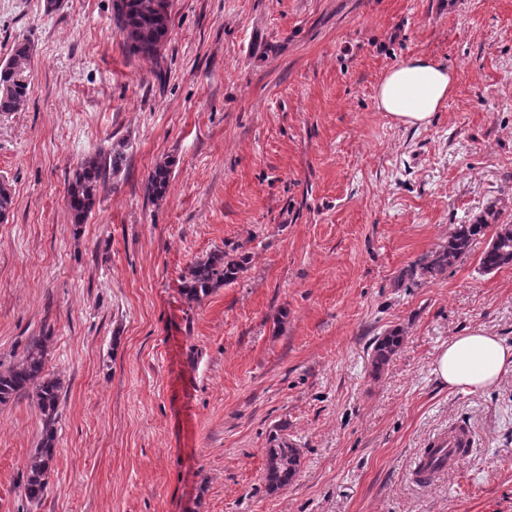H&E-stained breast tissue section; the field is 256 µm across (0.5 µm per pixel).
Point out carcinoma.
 <instances>
[{
    "label": "carcinoma",
    "instance_id": "1",
    "mask_svg": "<svg viewBox=\"0 0 512 512\" xmlns=\"http://www.w3.org/2000/svg\"><path fill=\"white\" fill-rule=\"evenodd\" d=\"M116 24L132 54L156 56L168 34L170 13L161 8L160 0H117L112 6ZM30 45H17L11 57L0 64V114L15 112L25 103L28 90L27 61ZM123 153L116 150L108 160L96 157L84 160L74 171L66 188V201L75 223L80 224L91 212L99 184L120 170ZM171 178V164L161 162L149 174L146 191L159 200L167 192ZM489 210L469 224H458L448 238V245L421 261L422 274L432 278L443 276L448 268L461 259L471 241L485 235L491 227ZM249 257L236 250L216 251L193 262L182 276L180 293L187 304L201 302L214 289L236 282L248 269ZM512 264V225L501 224L491 236L488 247L480 260L481 268L492 272ZM50 337L37 336L25 346L20 360L0 369V404L13 398L30 395L34 398L43 417L44 433L41 442L27 465L24 485L25 497L31 502L42 499L47 487L48 470L54 457V425L58 418L62 383L47 369L48 342ZM403 341L400 331L393 329L375 339L372 367L380 370ZM273 445L267 449L264 480L270 492L287 487L296 477L301 454L288 439L278 434L272 437Z\"/></svg>",
    "mask_w": 512,
    "mask_h": 512
}]
</instances>
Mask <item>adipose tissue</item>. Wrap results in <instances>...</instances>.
Masks as SVG:
<instances>
[{
	"mask_svg": "<svg viewBox=\"0 0 512 512\" xmlns=\"http://www.w3.org/2000/svg\"><path fill=\"white\" fill-rule=\"evenodd\" d=\"M455 82L452 68L416 56L383 77L376 107L402 124L425 126L452 95ZM433 374L441 385L464 393L495 387L512 375V344L481 329L451 337L434 358Z\"/></svg>",
	"mask_w": 512,
	"mask_h": 512,
	"instance_id": "adipose-tissue-1",
	"label": "adipose tissue"
}]
</instances>
